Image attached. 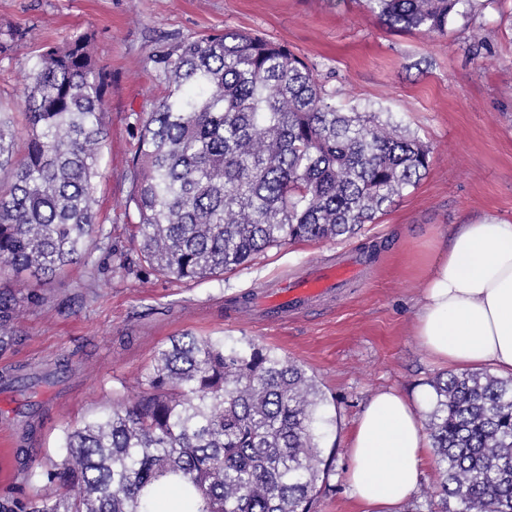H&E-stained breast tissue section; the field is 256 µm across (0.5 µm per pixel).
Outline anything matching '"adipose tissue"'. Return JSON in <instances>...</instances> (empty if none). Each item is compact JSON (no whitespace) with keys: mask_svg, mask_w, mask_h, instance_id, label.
Returning <instances> with one entry per match:
<instances>
[{"mask_svg":"<svg viewBox=\"0 0 512 512\" xmlns=\"http://www.w3.org/2000/svg\"><path fill=\"white\" fill-rule=\"evenodd\" d=\"M412 334L437 363L512 377V224H459L440 237ZM429 448L415 401L392 388L375 392L348 445L346 479L362 512H399Z\"/></svg>","mask_w":512,"mask_h":512,"instance_id":"adipose-tissue-1","label":"adipose tissue"}]
</instances>
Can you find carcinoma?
I'll return each instance as SVG.
<instances>
[{
	"label": "carcinoma",
	"instance_id": "carcinoma-1",
	"mask_svg": "<svg viewBox=\"0 0 512 512\" xmlns=\"http://www.w3.org/2000/svg\"><path fill=\"white\" fill-rule=\"evenodd\" d=\"M462 5L476 0H364L390 29L430 37L448 35ZM152 62L165 93L139 126L129 203L141 266L156 276L220 277L269 247L350 238L431 166L418 136L370 106L336 107L307 63L263 35L203 34ZM27 68L22 122L0 113V275L45 284L112 239L95 210L107 75L86 31ZM44 301L0 285V354L16 343L19 309ZM72 371L65 358L11 365L0 383L50 385ZM433 389L424 428L437 512H512V378L450 373ZM323 401L314 377L268 347L178 336L136 399L66 429L63 451L23 468L0 512H158L165 486L185 512H311Z\"/></svg>",
	"mask_w": 512,
	"mask_h": 512
}]
</instances>
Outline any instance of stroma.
Returning <instances> with one entry per match:
<instances>
[{
    "label": "stroma",
    "instance_id": "stroma-1",
    "mask_svg": "<svg viewBox=\"0 0 512 512\" xmlns=\"http://www.w3.org/2000/svg\"><path fill=\"white\" fill-rule=\"evenodd\" d=\"M78 29L92 33V51L108 73L109 137L95 207L112 230V247L93 249L89 265H74L44 285L46 304L21 309L17 343L0 357V368L42 367L63 357L80 365L48 392L28 465L58 454L67 426L135 399L154 354L171 337L190 333L228 347H270L315 377L325 398L320 446L332 465L319 481L313 512H358L344 471L367 399L394 387L428 413L431 383L447 371L410 332L423 258L436 234L453 225L512 224V0H488L434 38L390 31L360 0H0V33L23 35L0 53V110L17 111L27 59ZM224 29L287 44L338 106H372L416 133L432 149V166L354 237L274 246L220 279L148 275L130 236L137 218L127 200L135 123L161 92L151 58ZM368 246L377 256L362 278L312 312L278 323L258 309L228 312L231 299ZM114 249L127 255L129 268L116 266Z\"/></svg>",
    "mask_w": 512,
    "mask_h": 512
}]
</instances>
